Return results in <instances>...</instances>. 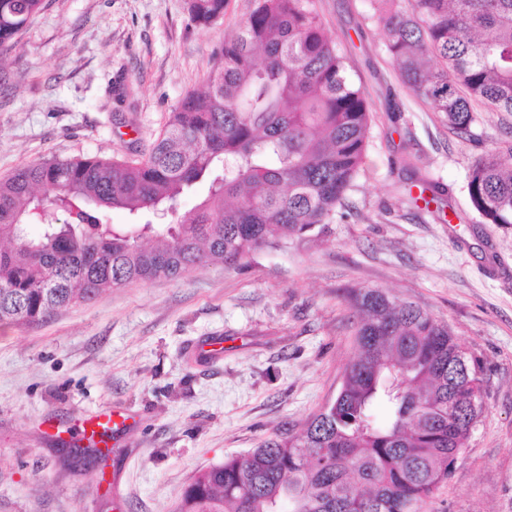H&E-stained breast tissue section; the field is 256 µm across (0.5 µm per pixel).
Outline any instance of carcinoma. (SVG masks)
<instances>
[{
    "label": "carcinoma",
    "mask_w": 512,
    "mask_h": 512,
    "mask_svg": "<svg viewBox=\"0 0 512 512\" xmlns=\"http://www.w3.org/2000/svg\"><path fill=\"white\" fill-rule=\"evenodd\" d=\"M41 2L0 0V64ZM370 2L403 84L449 130L472 137L477 102L512 113V0ZM225 5L188 0L189 19L210 25ZM371 121L315 0H254L145 159L52 156L0 179V323L322 235L363 166ZM200 186L203 200L177 216ZM412 186L408 201L446 221V189ZM466 188L483 223L512 225V165L497 151L471 163ZM113 210L132 222L108 223ZM348 301L358 357L336 399L301 432L200 471L177 512H424L480 415L478 363L417 305L379 288Z\"/></svg>",
    "instance_id": "1"
}]
</instances>
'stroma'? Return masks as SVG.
I'll use <instances>...</instances> for the list:
<instances>
[{
  "instance_id": "obj_1",
  "label": "stroma",
  "mask_w": 512,
  "mask_h": 512,
  "mask_svg": "<svg viewBox=\"0 0 512 512\" xmlns=\"http://www.w3.org/2000/svg\"><path fill=\"white\" fill-rule=\"evenodd\" d=\"M315 4L373 112L346 208L319 239L239 268L0 324V512H176L200 470L335 399L357 356L355 288L419 305L482 369V413L426 512H512V225L482 223L465 187L483 151L512 156V114L477 106L474 139L458 137L402 83L369 0ZM252 7L227 0L199 26L187 0H43L0 65V178L51 155L143 158ZM408 156L447 188L450 223L401 203ZM218 338L222 355L199 361ZM105 409L135 418L109 453L75 461L45 434Z\"/></svg>"
}]
</instances>
